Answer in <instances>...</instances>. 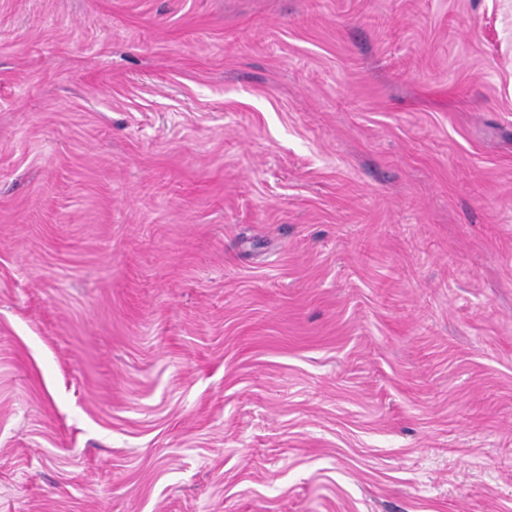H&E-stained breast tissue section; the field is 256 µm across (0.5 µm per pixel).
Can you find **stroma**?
<instances>
[{"mask_svg":"<svg viewBox=\"0 0 512 512\" xmlns=\"http://www.w3.org/2000/svg\"><path fill=\"white\" fill-rule=\"evenodd\" d=\"M0 512H512V0H0Z\"/></svg>","mask_w":512,"mask_h":512,"instance_id":"obj_1","label":"stroma"}]
</instances>
